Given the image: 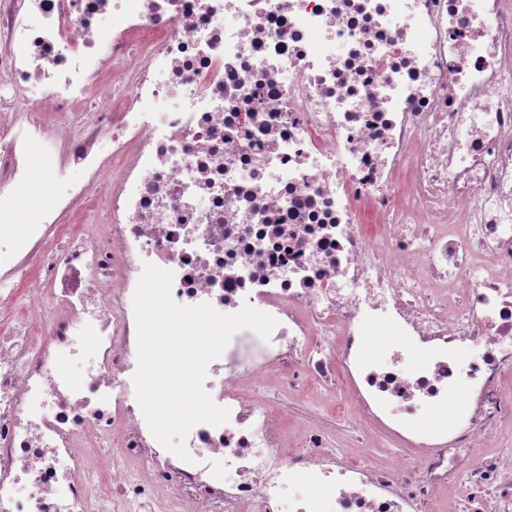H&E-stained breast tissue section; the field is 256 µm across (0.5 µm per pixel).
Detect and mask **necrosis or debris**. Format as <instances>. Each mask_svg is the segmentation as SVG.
I'll return each mask as SVG.
<instances>
[{"label": "necrosis or debris", "mask_w": 512, "mask_h": 512, "mask_svg": "<svg viewBox=\"0 0 512 512\" xmlns=\"http://www.w3.org/2000/svg\"><path fill=\"white\" fill-rule=\"evenodd\" d=\"M0 223V512H282L299 475L293 512H512V0H0ZM147 262L277 321L209 364L187 462L135 398ZM280 400L273 399L277 402H283L288 404V418L290 419H298V418H309L315 419L322 423H334L329 421H334V419L330 418L326 412L314 410L312 407V401L310 398L305 397L301 399H294L290 395L288 396H278Z\"/></svg>", "instance_id": "necrosis-or-debris-1"}]
</instances>
